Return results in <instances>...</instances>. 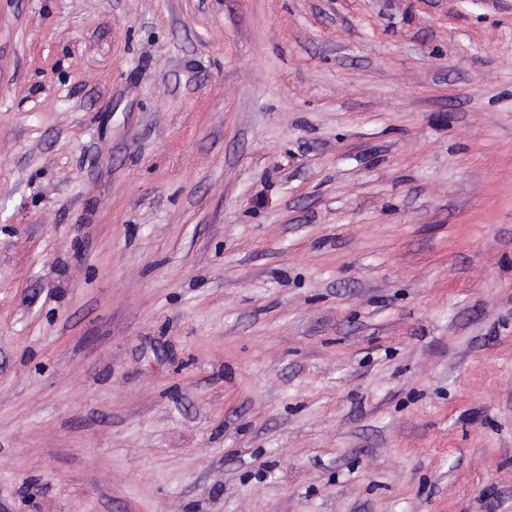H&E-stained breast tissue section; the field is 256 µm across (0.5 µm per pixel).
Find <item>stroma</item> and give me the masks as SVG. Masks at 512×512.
<instances>
[{"label": "stroma", "instance_id": "stroma-1", "mask_svg": "<svg viewBox=\"0 0 512 512\" xmlns=\"http://www.w3.org/2000/svg\"><path fill=\"white\" fill-rule=\"evenodd\" d=\"M0 512H512V0H0Z\"/></svg>", "mask_w": 512, "mask_h": 512}]
</instances>
